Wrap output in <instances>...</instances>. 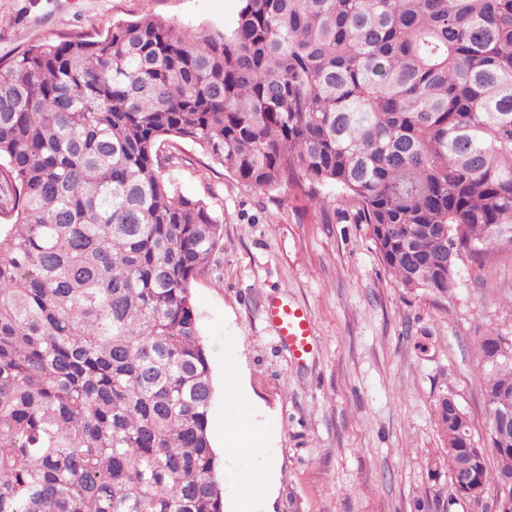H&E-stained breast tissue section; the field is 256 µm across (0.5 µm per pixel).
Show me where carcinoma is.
<instances>
[{
  "label": "carcinoma",
  "mask_w": 512,
  "mask_h": 512,
  "mask_svg": "<svg viewBox=\"0 0 512 512\" xmlns=\"http://www.w3.org/2000/svg\"><path fill=\"white\" fill-rule=\"evenodd\" d=\"M170 138L264 193L338 189L403 287L446 295L512 243V0H240L0 61V512H224L191 294L223 220L162 174ZM501 348L488 447L441 416L451 474L512 476Z\"/></svg>",
  "instance_id": "carcinoma-1"
}]
</instances>
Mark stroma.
I'll use <instances>...</instances> for the list:
<instances>
[{"label":"stroma","instance_id":"35a3bbf8","mask_svg":"<svg viewBox=\"0 0 512 512\" xmlns=\"http://www.w3.org/2000/svg\"><path fill=\"white\" fill-rule=\"evenodd\" d=\"M238 0H0V59L28 46L104 33L151 15L196 31L223 27ZM164 170L224 220L209 271L192 285L215 400L209 424L225 475L224 512H480L452 486L439 421L453 398L476 443L489 409L478 343L512 336V243L483 264L460 262L448 297L406 290L367 225L336 190L326 205L289 188L240 183L187 141ZM311 314L312 355L291 358L267 320L271 300ZM259 435L224 449L227 423Z\"/></svg>","mask_w":512,"mask_h":512}]
</instances>
